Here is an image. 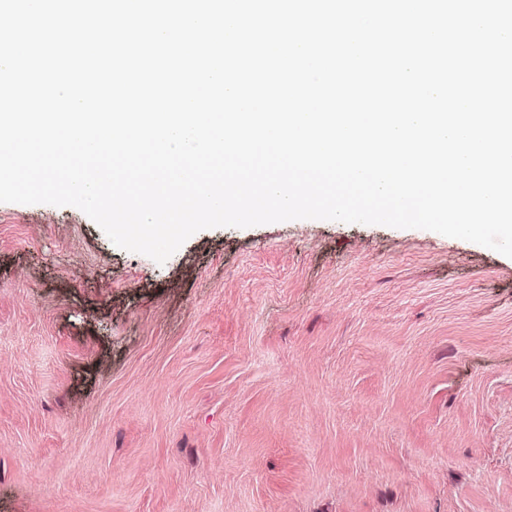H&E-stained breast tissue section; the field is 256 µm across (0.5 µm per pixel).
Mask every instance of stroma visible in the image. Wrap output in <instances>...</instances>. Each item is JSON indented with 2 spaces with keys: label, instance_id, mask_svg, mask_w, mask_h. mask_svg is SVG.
Segmentation results:
<instances>
[{
  "label": "stroma",
  "instance_id": "1",
  "mask_svg": "<svg viewBox=\"0 0 512 512\" xmlns=\"http://www.w3.org/2000/svg\"><path fill=\"white\" fill-rule=\"evenodd\" d=\"M0 512H512V258L0 203Z\"/></svg>",
  "mask_w": 512,
  "mask_h": 512
}]
</instances>
